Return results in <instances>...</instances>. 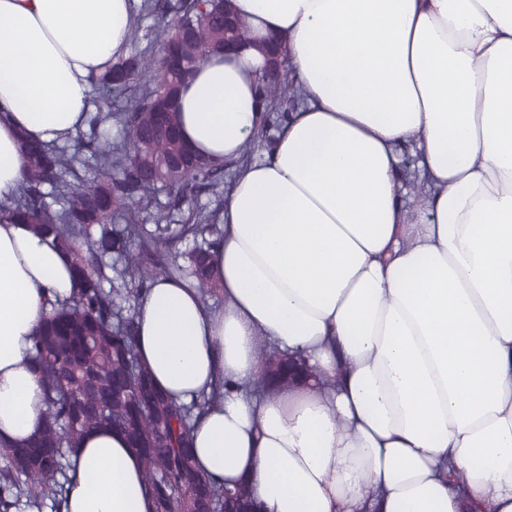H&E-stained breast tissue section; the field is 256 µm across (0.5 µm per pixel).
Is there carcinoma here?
<instances>
[{"instance_id": "1", "label": "carcinoma", "mask_w": 512, "mask_h": 512, "mask_svg": "<svg viewBox=\"0 0 512 512\" xmlns=\"http://www.w3.org/2000/svg\"><path fill=\"white\" fill-rule=\"evenodd\" d=\"M142 10L154 20L143 38L161 43L159 55L131 56L95 79L99 95L87 113L88 132L70 146L24 144L27 165L8 210L70 254L78 288L33 337V358L46 387L44 423L30 443L0 449V512L58 502L63 485L57 476H65L69 453L103 424L126 433L142 457L154 512H253L245 483L225 487L197 471L191 410L161 393L140 364L133 312L142 290L160 274L190 279L203 295L219 287L212 255L223 233L219 212L193 208L197 189H218L217 168L176 162L185 151L180 106L166 112L157 107L224 41L242 40L246 30L224 28V19L233 17L232 0H143ZM181 30L191 37L172 45ZM171 52L182 67L170 62ZM114 119L126 129L125 140L115 145L103 135ZM86 153L96 160L93 180H69ZM48 188L65 198L61 209L47 205ZM161 188L175 192L189 216L174 230L160 225L158 216L149 231L138 216ZM189 237L197 246L188 265L159 260L163 250ZM114 254L125 263L124 287L107 291L100 264ZM266 354L265 388L273 394L288 385L289 364L270 350Z\"/></svg>"}]
</instances>
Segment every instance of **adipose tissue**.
<instances>
[{
    "label": "adipose tissue",
    "instance_id": "adipose-tissue-1",
    "mask_svg": "<svg viewBox=\"0 0 512 512\" xmlns=\"http://www.w3.org/2000/svg\"><path fill=\"white\" fill-rule=\"evenodd\" d=\"M140 2L0 0V201L21 140L83 127ZM233 3L246 42L179 99L183 141L212 164L259 150L224 198V303L160 275L135 307L153 382L179 405L213 397L198 470L245 480L257 512H512V0ZM268 39L304 94L269 142ZM76 286L68 256L0 213V446L42 426L32 337ZM263 344L328 384L265 393ZM56 512H153L123 432L85 435Z\"/></svg>",
    "mask_w": 512,
    "mask_h": 512
}]
</instances>
